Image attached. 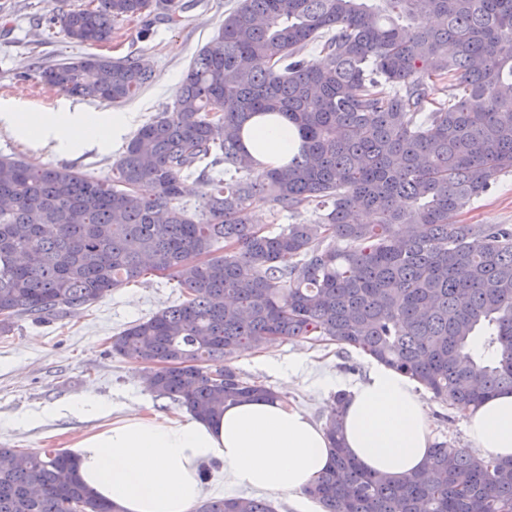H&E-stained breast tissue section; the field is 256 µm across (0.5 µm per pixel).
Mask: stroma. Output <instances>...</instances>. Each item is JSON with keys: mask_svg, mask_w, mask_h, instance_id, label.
<instances>
[{"mask_svg": "<svg viewBox=\"0 0 512 512\" xmlns=\"http://www.w3.org/2000/svg\"><path fill=\"white\" fill-rule=\"evenodd\" d=\"M238 2L190 0L189 8L175 20H154L145 40L140 37L143 19L118 22L111 42L97 46V53L112 57L142 53L152 65L153 77L133 100L110 104L64 96L29 75L37 64L88 54L87 46L72 42L60 27L48 28L39 20L90 6L91 0H0V110L57 112L78 105L88 112H132L135 126H142L172 105L191 60ZM164 75L169 83H161ZM123 148L118 141L102 152L63 156L33 147L0 126V154L35 164H70L99 180L111 179L112 163ZM456 221L512 225V173L500 177L497 188L462 210ZM183 298L176 281L146 275L51 322L18 319L8 335L0 336V448L20 452L67 448L99 425L96 419L65 409L85 395L103 400L118 416L131 410L150 417L184 415V407L149 392L144 383L149 365L117 356L111 348L116 333ZM231 364L242 377L261 382L323 424L334 394L363 380L372 360L333 342L313 345L279 339L235 355ZM421 397L435 442L469 447L466 414L430 392H422ZM57 406L61 414L44 417V410Z\"/></svg>", "mask_w": 512, "mask_h": 512, "instance_id": "1", "label": "stroma"}]
</instances>
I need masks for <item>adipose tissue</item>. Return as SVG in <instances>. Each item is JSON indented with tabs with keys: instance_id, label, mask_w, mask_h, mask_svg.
<instances>
[{
	"instance_id": "ef3b65f1",
	"label": "adipose tissue",
	"mask_w": 512,
	"mask_h": 512,
	"mask_svg": "<svg viewBox=\"0 0 512 512\" xmlns=\"http://www.w3.org/2000/svg\"><path fill=\"white\" fill-rule=\"evenodd\" d=\"M130 121L78 106L0 113V124L19 139L63 155L111 148ZM299 144L295 126L281 116L252 118L243 136L245 150L262 162L287 158ZM347 394L344 442L365 470L397 476L423 468L432 434L414 380L375 363ZM467 431L482 456L512 459V389L470 409ZM69 453L81 484L115 512H193L212 468L232 484L293 496L332 464L325 428L280 399L229 405L212 421L129 413L74 440Z\"/></svg>"
}]
</instances>
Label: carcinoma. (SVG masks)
Segmentation results:
<instances>
[{"instance_id": "cac0c4a2", "label": "carcinoma", "mask_w": 512, "mask_h": 512, "mask_svg": "<svg viewBox=\"0 0 512 512\" xmlns=\"http://www.w3.org/2000/svg\"><path fill=\"white\" fill-rule=\"evenodd\" d=\"M180 0H97L49 20L79 44ZM320 50L318 61L308 59ZM70 97L120 104L151 80L142 55L34 69ZM448 82V101L428 82ZM255 115L288 119L298 152L258 169ZM512 172V0H241L144 124L112 181L0 155V334L53 319L146 274L186 299L112 337L154 365L150 391L209 420L276 394L230 365L277 336L333 341L465 412L512 389V226L453 218ZM203 187L191 212L182 181ZM269 205L277 233L251 222ZM310 212L314 219H304ZM326 431L333 465L305 489L321 512H512V461L437 444L423 470L372 474ZM0 512H113L67 452L0 448ZM196 512H275L257 497Z\"/></svg>"}]
</instances>
